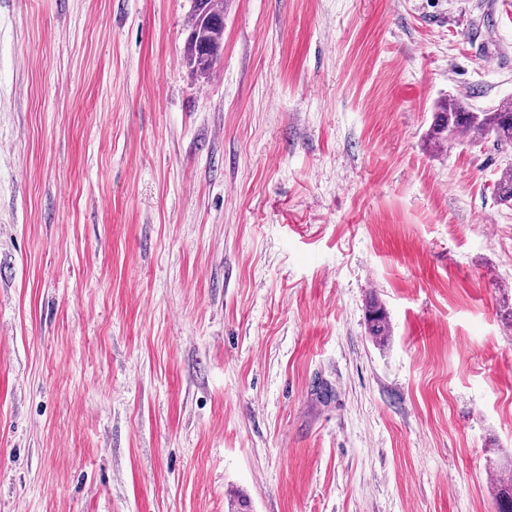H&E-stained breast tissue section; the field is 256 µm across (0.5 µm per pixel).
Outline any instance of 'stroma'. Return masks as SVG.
<instances>
[{
  "label": "stroma",
  "mask_w": 512,
  "mask_h": 512,
  "mask_svg": "<svg viewBox=\"0 0 512 512\" xmlns=\"http://www.w3.org/2000/svg\"><path fill=\"white\" fill-rule=\"evenodd\" d=\"M190 8L0 0V512H498L512 0ZM186 30V66L208 78L224 52V0H192ZM463 133L493 137L497 145L506 149L512 144V102H503L494 110L475 112L458 98L442 100L426 133L430 144L441 149ZM365 327L367 335L380 346L384 345L391 336V325L387 310L377 297H371L368 302Z\"/></svg>",
  "instance_id": "obj_1"
}]
</instances>
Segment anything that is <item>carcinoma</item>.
I'll list each match as a JSON object with an SVG mask.
<instances>
[{
  "instance_id": "carcinoma-1",
  "label": "carcinoma",
  "mask_w": 512,
  "mask_h": 512,
  "mask_svg": "<svg viewBox=\"0 0 512 512\" xmlns=\"http://www.w3.org/2000/svg\"><path fill=\"white\" fill-rule=\"evenodd\" d=\"M185 41L186 66L200 78L211 75L224 52V0H192ZM463 133L492 137L503 148L512 144V102H504L496 109L475 112L455 97L442 100L434 112L426 137L435 149L443 148L449 140ZM500 202L512 204V167L505 169L497 184ZM366 333L382 346L391 336L390 319L385 305L370 298L365 315ZM498 512H512V476L497 482Z\"/></svg>"
}]
</instances>
